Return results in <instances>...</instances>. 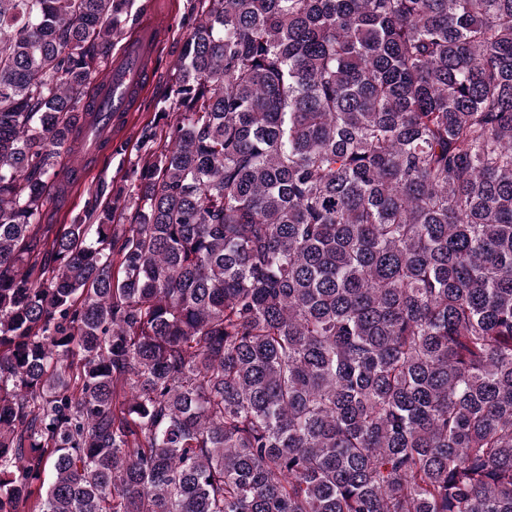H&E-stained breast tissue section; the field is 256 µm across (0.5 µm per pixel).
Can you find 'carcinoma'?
Here are the masks:
<instances>
[{"label":"carcinoma","mask_w":512,"mask_h":512,"mask_svg":"<svg viewBox=\"0 0 512 512\" xmlns=\"http://www.w3.org/2000/svg\"><path fill=\"white\" fill-rule=\"evenodd\" d=\"M133 5L0 0V512H512V0H187L56 224ZM186 1L135 0L133 11L141 10L140 17L146 13H149L148 16L157 13L166 18L165 40L163 25L158 18L141 20L126 41L123 39L115 42L112 49L113 58L119 53L125 41L121 55L113 61L112 70L102 74L96 81L102 91L95 108H89V112H102L100 125L107 121V113L112 112V122L107 127L111 134L112 127L118 131L124 126L126 114L133 111L144 89L153 83L157 73L153 85L140 103L139 111L133 112L126 138L118 145V149L121 148L123 151H112V161H101L87 173L84 185L86 187L92 185L95 188L103 182L106 185L112 181V199L119 189L128 187L129 182H126L125 174L130 162L136 158V145L141 129L153 120L156 112L160 111L161 102L168 94L180 40L187 30L188 20L184 19ZM159 46L157 55L163 61L156 67L155 72L154 60Z\"/></svg>","instance_id":"obj_1"}]
</instances>
